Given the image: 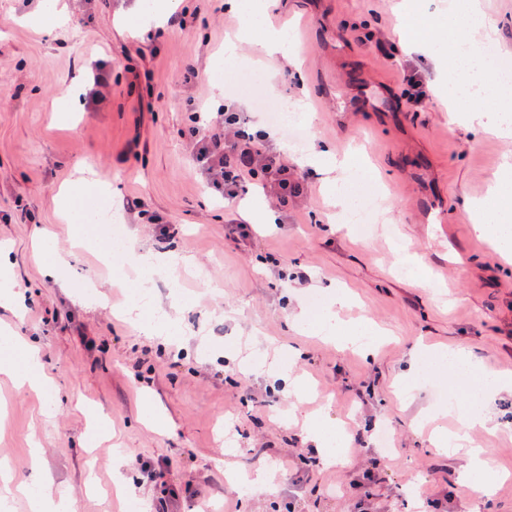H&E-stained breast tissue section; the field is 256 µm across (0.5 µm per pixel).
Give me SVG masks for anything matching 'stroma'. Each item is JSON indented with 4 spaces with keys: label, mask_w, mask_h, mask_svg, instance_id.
<instances>
[{
    "label": "stroma",
    "mask_w": 512,
    "mask_h": 512,
    "mask_svg": "<svg viewBox=\"0 0 512 512\" xmlns=\"http://www.w3.org/2000/svg\"><path fill=\"white\" fill-rule=\"evenodd\" d=\"M67 22L53 35L29 22L45 0H0V243L10 248L26 294L18 315L0 308V336L40 348L53 394L15 388L0 377V462L17 481L30 474V441L63 491L67 512H414L423 497L438 512H512V393H491L496 430L474 432L495 470L508 473L487 499L449 486L463 460L428 442L423 417L453 428L444 396L468 406L474 389L456 383L434 352L464 347L471 374H512V260L473 229L470 202L486 196L512 135L484 131L466 99L449 104L448 51L410 43L404 0H276L267 24L288 30L292 57L268 59L260 41L225 58L243 25L224 0H183L177 24L131 36L120 14L131 0H61ZM495 22L494 43L512 56V0H478ZM255 70L267 98L299 103L309 115L305 143L269 124L238 90L239 70ZM107 87L89 92L96 73ZM429 87L422 106L408 99V76ZM383 92L338 122L343 96L366 85ZM233 103L252 129L268 130L270 152L294 167L304 190L287 210L248 179L227 199L196 160L194 112ZM326 147L360 167L381 191L375 229L361 236L338 224L321 176L299 164ZM87 168L120 201L135 197L123 227L137 249L185 255L205 282L181 294L158 286L154 305L182 322L185 336L147 338L119 314L133 300L132 254L105 259L73 252L76 227L61 221L60 187ZM50 238L68 257L73 294L42 272L39 245ZM414 275H397L398 261ZM303 271L306 284L284 280ZM350 294L344 320L388 332L363 355L293 328L287 317L330 291ZM420 361L408 372L412 356ZM305 377L315 397L298 404L271 363ZM151 399L168 429L143 422ZM319 413L348 436V464L325 468L306 450L304 414ZM106 420L108 449L84 445L94 415ZM165 470L164 482L129 469L112 492V447ZM275 471L272 490L245 491L226 469Z\"/></svg>",
    "instance_id": "1"
}]
</instances>
